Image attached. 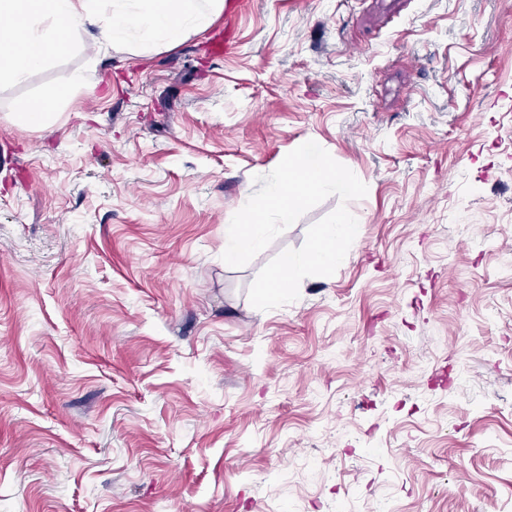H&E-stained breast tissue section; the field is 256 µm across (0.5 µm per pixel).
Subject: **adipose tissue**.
<instances>
[{
	"mask_svg": "<svg viewBox=\"0 0 512 512\" xmlns=\"http://www.w3.org/2000/svg\"><path fill=\"white\" fill-rule=\"evenodd\" d=\"M224 0H0V84H14L91 31L95 54L138 43L174 47L205 29Z\"/></svg>",
	"mask_w": 512,
	"mask_h": 512,
	"instance_id": "ef3b65f1",
	"label": "adipose tissue"
}]
</instances>
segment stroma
Returning <instances> with one entry per match:
<instances>
[{"mask_svg": "<svg viewBox=\"0 0 512 512\" xmlns=\"http://www.w3.org/2000/svg\"><path fill=\"white\" fill-rule=\"evenodd\" d=\"M236 2L0 85V512H512V0ZM310 140L358 232L260 311L340 200L224 226ZM15 109V117L32 127L41 126L50 115L47 104L33 108L28 103L19 102Z\"/></svg>", "mask_w": 512, "mask_h": 512, "instance_id": "stroma-1", "label": "stroma"}]
</instances>
